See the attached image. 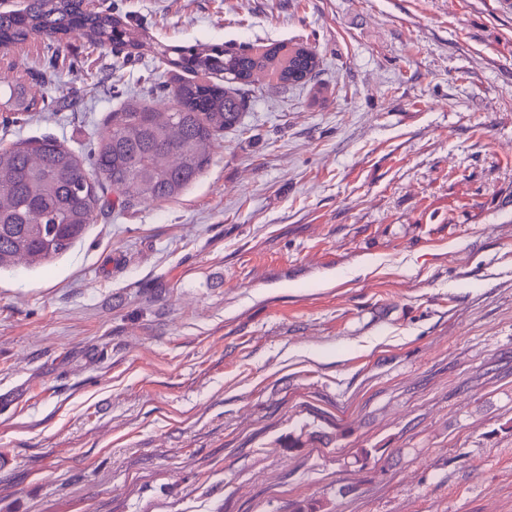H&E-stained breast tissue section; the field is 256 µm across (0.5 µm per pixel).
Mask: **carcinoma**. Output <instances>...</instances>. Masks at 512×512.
<instances>
[{"label":"carcinoma","mask_w":512,"mask_h":512,"mask_svg":"<svg viewBox=\"0 0 512 512\" xmlns=\"http://www.w3.org/2000/svg\"><path fill=\"white\" fill-rule=\"evenodd\" d=\"M34 35L137 47L120 17L88 8V0H28L20 12L0 13V47L22 45ZM319 66L317 53L305 46H274L260 55L216 46L164 50L157 67L186 77L163 88L169 100L163 111L145 104L154 92L150 86L112 112L93 155L95 183L54 139L37 147L1 146L0 269L43 264L70 251L102 206L100 189H111L123 208L178 196L208 167L216 137L241 125L249 87L269 76L283 86H303ZM5 106L28 112L34 103L20 84Z\"/></svg>","instance_id":"cac0c4a2"}]
</instances>
